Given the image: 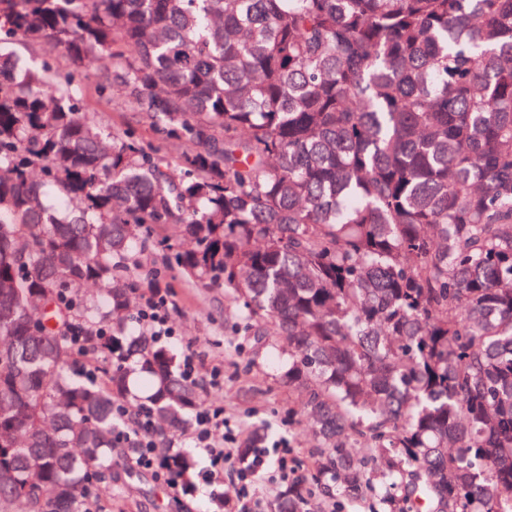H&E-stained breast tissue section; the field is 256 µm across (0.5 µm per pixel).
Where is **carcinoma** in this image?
I'll use <instances>...</instances> for the list:
<instances>
[{
    "instance_id": "carcinoma-1",
    "label": "carcinoma",
    "mask_w": 512,
    "mask_h": 512,
    "mask_svg": "<svg viewBox=\"0 0 512 512\" xmlns=\"http://www.w3.org/2000/svg\"><path fill=\"white\" fill-rule=\"evenodd\" d=\"M18 40L72 71L0 64V512L106 492L132 351L155 418L198 406L168 349L126 335L131 235L166 224L193 241L181 271L245 310L236 333L288 337L336 512L383 489L400 512H512V0H0ZM93 53L98 94L182 143L178 167L89 117ZM73 320L108 330L101 382L72 372ZM160 458L191 491L194 458ZM311 496L292 481L273 512Z\"/></svg>"
}]
</instances>
